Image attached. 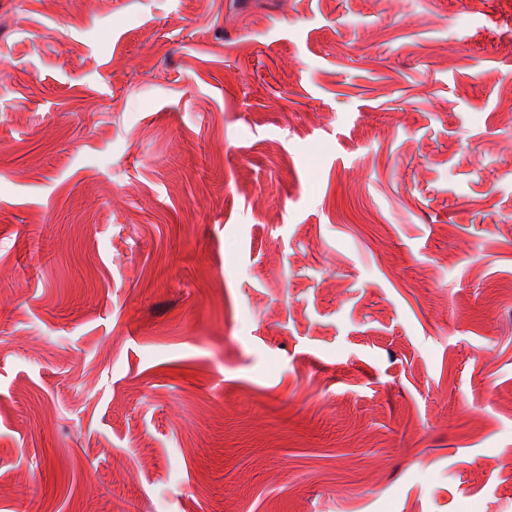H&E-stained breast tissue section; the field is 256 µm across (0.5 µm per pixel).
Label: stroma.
Segmentation results:
<instances>
[{"label":"stroma","instance_id":"obj_1","mask_svg":"<svg viewBox=\"0 0 512 512\" xmlns=\"http://www.w3.org/2000/svg\"><path fill=\"white\" fill-rule=\"evenodd\" d=\"M512 512V0H0V512Z\"/></svg>","mask_w":512,"mask_h":512}]
</instances>
